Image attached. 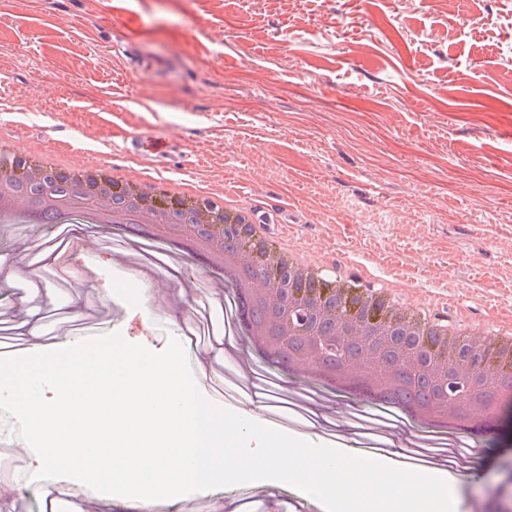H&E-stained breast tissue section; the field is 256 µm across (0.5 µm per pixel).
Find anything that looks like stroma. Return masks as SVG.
<instances>
[{"label": "stroma", "mask_w": 512, "mask_h": 512, "mask_svg": "<svg viewBox=\"0 0 512 512\" xmlns=\"http://www.w3.org/2000/svg\"><path fill=\"white\" fill-rule=\"evenodd\" d=\"M0 145L70 168L188 179L250 206L272 242L359 261L411 311L512 323V0H0ZM149 135L167 154L129 156ZM186 245L145 228L0 227V357L117 332L179 339L201 392L235 409L268 396V427L375 452L392 433L437 455L458 432L452 512H512V433L409 413L280 370L250 343L243 299ZM0 425V512H119L34 466ZM126 512H320L258 481Z\"/></svg>", "instance_id": "stroma-1"}]
</instances>
